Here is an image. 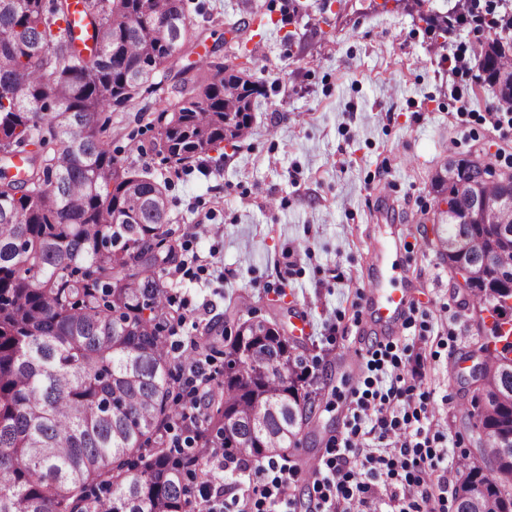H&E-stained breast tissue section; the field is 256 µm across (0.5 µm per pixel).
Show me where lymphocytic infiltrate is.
<instances>
[{"instance_id":"1","label":"lymphocytic infiltrate","mask_w":512,"mask_h":512,"mask_svg":"<svg viewBox=\"0 0 512 512\" xmlns=\"http://www.w3.org/2000/svg\"><path fill=\"white\" fill-rule=\"evenodd\" d=\"M188 351L193 352L191 361L181 366V391L189 419L201 418L208 401L211 385L204 363L197 353L200 343L189 339ZM413 385L394 384L386 391L361 395L356 405L360 411L375 414L373 430L379 442L388 443L387 455L352 456L359 428H350L337 438L327 451L322 468L313 482L312 489L319 501L321 512H336L339 502L355 507L366 506L373 500V481L377 472H384L393 491L390 497L391 512H421L424 503L431 500L445 501L448 483L438 478L436 484L425 482L423 475L436 471V453L423 427H412L410 416H397L395 402H411ZM189 467L200 470L198 493L206 503L208 512H282L291 501L288 489L296 473L291 466L269 462V476L251 478V461L237 457L225 459L217 448L199 447L197 455L188 460ZM234 471L248 474V481L239 483L232 496L224 494V473Z\"/></svg>"}]
</instances>
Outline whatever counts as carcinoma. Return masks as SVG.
Returning a JSON list of instances; mask_svg holds the SVG:
<instances>
[{"instance_id": "carcinoma-1", "label": "carcinoma", "mask_w": 512, "mask_h": 512, "mask_svg": "<svg viewBox=\"0 0 512 512\" xmlns=\"http://www.w3.org/2000/svg\"><path fill=\"white\" fill-rule=\"evenodd\" d=\"M420 16L446 38L470 21L494 32L478 66L498 101H512V13ZM77 13L83 36L61 23ZM184 0H0V512H206L183 483V458L157 450L165 425L186 423L172 400L164 328L176 260L167 185L112 155L99 115L127 105L190 42ZM179 95L156 117L152 148L181 164L234 144L251 127L260 86L207 59L175 75ZM58 149L48 148L44 125ZM22 156L23 165L14 159ZM438 238L464 245L485 233L462 224L471 183L487 198L512 182L457 164ZM494 275L468 285L491 313L489 335L512 299V238L496 243ZM265 352L259 365L249 351ZM474 427L483 468L463 463L457 512H512V341L494 348ZM224 371L193 433L227 458L259 461L298 447L312 421L311 371L275 321L245 320L224 345ZM480 498H475L474 494Z\"/></svg>"}]
</instances>
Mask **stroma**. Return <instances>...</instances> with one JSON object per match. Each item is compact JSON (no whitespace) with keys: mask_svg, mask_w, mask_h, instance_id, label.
Wrapping results in <instances>:
<instances>
[{"mask_svg":"<svg viewBox=\"0 0 512 512\" xmlns=\"http://www.w3.org/2000/svg\"><path fill=\"white\" fill-rule=\"evenodd\" d=\"M456 0H185L201 39L157 72L150 90L106 113L110 149L168 180L172 227L186 253L212 260L172 294L185 331L216 347L239 321L277 320L314 364L318 394L309 435L288 453L297 512H313L308 461L325 458L354 418V394L417 370L421 423L457 485V462H481L468 415L472 368L492 324L438 244L436 176L449 164L512 178V115L479 82L475 50L487 34L463 24L433 40L422 17ZM266 18V32L253 20ZM249 56L263 86L248 139L179 169L151 150L155 117L192 56L237 65ZM221 234L200 228L201 218ZM390 242L407 266L414 302L397 330L367 319L363 284L374 243ZM459 368L449 371V361Z\"/></svg>","mask_w":512,"mask_h":512,"instance_id":"stroma-1","label":"stroma"}]
</instances>
